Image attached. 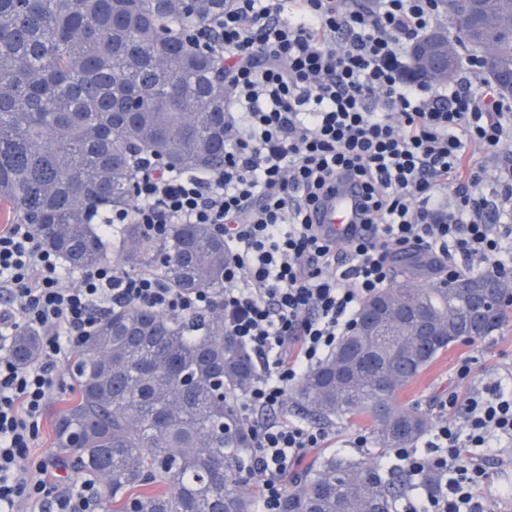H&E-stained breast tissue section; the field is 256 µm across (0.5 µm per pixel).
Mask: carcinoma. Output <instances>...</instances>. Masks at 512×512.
<instances>
[{
  "mask_svg": "<svg viewBox=\"0 0 512 512\" xmlns=\"http://www.w3.org/2000/svg\"><path fill=\"white\" fill-rule=\"evenodd\" d=\"M477 23L465 15L459 46L475 49L474 26L502 56L484 71L501 90L512 70V0H483ZM224 14V0H0V211L32 224L72 270L105 257L94 228L103 210L129 205L128 176L141 150L182 170L224 166V62L195 47L191 32ZM117 260L156 268L173 287L224 290V239L206 224H173L166 239L124 227ZM495 281L458 278L457 297ZM411 293L424 315L448 326L420 343L414 326L386 309L380 335L343 345L373 354L367 367L336 377L340 348L291 391L305 412L364 420L379 447L415 445L433 418L397 402L465 325L450 291L394 280L381 295ZM484 317L476 340L504 319ZM39 338L22 331L12 354L25 365ZM73 399L55 421L56 445L76 469L100 481L111 512H255L242 488L252 428L235 397L254 376L251 360L206 313L175 319L116 308L83 338L67 364ZM404 481L390 482L364 460L326 456L286 491L284 512H393Z\"/></svg>",
  "mask_w": 512,
  "mask_h": 512,
  "instance_id": "obj_1",
  "label": "carcinoma"
}]
</instances>
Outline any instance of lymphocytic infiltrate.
Segmentation results:
<instances>
[{
	"label": "lymphocytic infiltrate",
	"instance_id": "obj_1",
	"mask_svg": "<svg viewBox=\"0 0 512 512\" xmlns=\"http://www.w3.org/2000/svg\"><path fill=\"white\" fill-rule=\"evenodd\" d=\"M436 11L435 0H225L200 44L224 59L223 169L186 173L141 156L133 203L103 221L160 240L173 224L209 225L224 239L221 293L180 290L156 270L108 260L70 271L33 225L0 228V512H99L95 480H61L64 461L33 450L58 367L113 307L223 314L225 333L255 366L237 402L255 435L243 470L256 480L260 512H282L288 474L328 436L288 419V392L390 284L397 256L436 257L448 280L474 266L512 274V249L490 222L512 205V166L488 173L512 141V99L466 78H406L403 49ZM343 175L363 189L368 237L329 238L311 219ZM22 328L42 338L27 366L10 354ZM439 413L426 453L392 451L411 474L438 477L407 512H491L478 451L512 443V392L495 382L452 393Z\"/></svg>",
	"mask_w": 512,
	"mask_h": 512
}]
</instances>
